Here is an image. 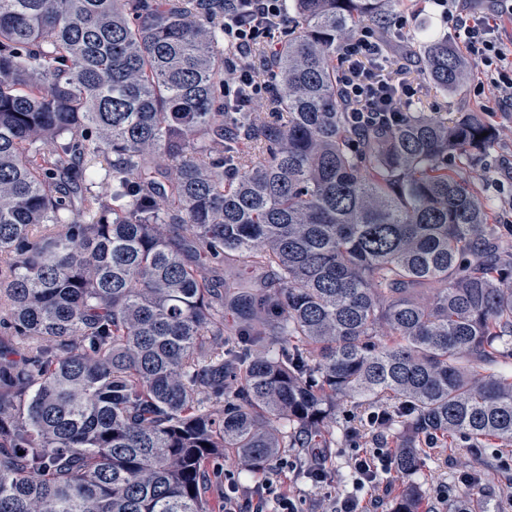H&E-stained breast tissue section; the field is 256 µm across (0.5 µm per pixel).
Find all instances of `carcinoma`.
I'll use <instances>...</instances> for the list:
<instances>
[{"mask_svg":"<svg viewBox=\"0 0 512 512\" xmlns=\"http://www.w3.org/2000/svg\"><path fill=\"white\" fill-rule=\"evenodd\" d=\"M398 4L288 0L268 120L224 115V0H0V512H207L211 461L328 447L338 396L395 404L405 473L512 447V257L448 170L494 131H355L341 97L336 46Z\"/></svg>","mask_w":512,"mask_h":512,"instance_id":"1","label":"carcinoma"}]
</instances>
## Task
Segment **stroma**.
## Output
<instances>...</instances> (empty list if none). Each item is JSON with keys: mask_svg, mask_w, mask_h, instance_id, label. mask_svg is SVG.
Here are the masks:
<instances>
[{"mask_svg": "<svg viewBox=\"0 0 512 512\" xmlns=\"http://www.w3.org/2000/svg\"><path fill=\"white\" fill-rule=\"evenodd\" d=\"M463 0H450L447 13L436 11L430 0H403L398 15L404 16L401 29L387 44L390 63L381 68L382 79L405 84L415 90L411 109L415 112H478L495 132L493 142L476 158L449 157L448 168L460 179L474 183L489 211L490 223L496 224L506 248L512 249V108L501 109L492 95L483 92L474 81L448 91L425 78L419 68L416 50L429 37H447L456 44L454 15ZM371 408L350 400L340 401L336 414L327 420L323 434L328 446L321 451L325 472L322 483L308 478L311 465L309 452L299 448L285 453L288 468L281 474L279 488L283 494L299 501L303 512L327 494L357 493L366 498V491H354L347 461L355 449L368 447L369 442L351 436ZM442 454L427 451L419 469L410 475L391 469L383 476L379 512H391L396 500L407 486H416L421 494L419 512H452L455 504L470 490L469 477H477L486 488L491 512H512V456L487 440L483 447L466 448L454 437L441 440Z\"/></svg>", "mask_w": 512, "mask_h": 512, "instance_id": "obj_1", "label": "stroma"}]
</instances>
